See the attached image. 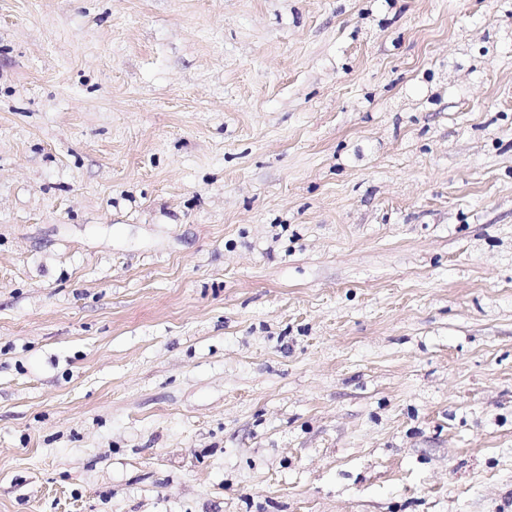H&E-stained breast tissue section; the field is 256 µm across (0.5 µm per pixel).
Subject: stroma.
Segmentation results:
<instances>
[{
  "label": "stroma",
  "instance_id": "obj_1",
  "mask_svg": "<svg viewBox=\"0 0 512 512\" xmlns=\"http://www.w3.org/2000/svg\"><path fill=\"white\" fill-rule=\"evenodd\" d=\"M0 512H512V0H0Z\"/></svg>",
  "mask_w": 512,
  "mask_h": 512
}]
</instances>
